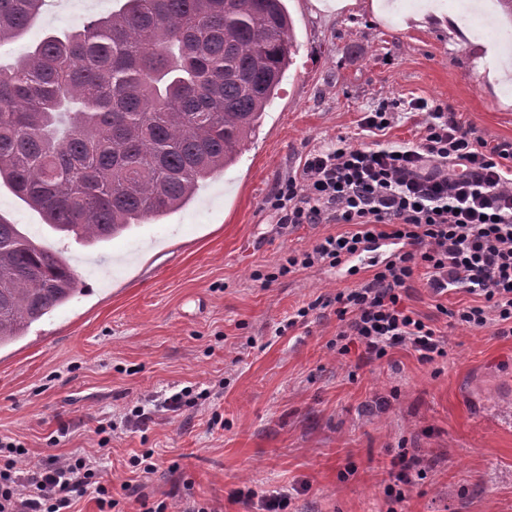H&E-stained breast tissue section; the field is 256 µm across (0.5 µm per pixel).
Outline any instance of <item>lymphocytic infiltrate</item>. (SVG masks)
I'll use <instances>...</instances> for the list:
<instances>
[{"label": "lymphocytic infiltrate", "instance_id": "obj_1", "mask_svg": "<svg viewBox=\"0 0 512 512\" xmlns=\"http://www.w3.org/2000/svg\"><path fill=\"white\" fill-rule=\"evenodd\" d=\"M409 108L423 115L418 140L338 138L310 150L267 199L279 223L343 227L309 249L289 252L279 267L283 274L339 267L377 239L403 243L391 260L334 298L337 353L347 354L355 343L370 362L398 346L429 363L447 357L444 332L407 305L420 277L433 295L473 296V304L457 309L438 305L450 324L512 335V144L488 143L452 109L427 99H411ZM27 453L23 444L0 439V512H68L89 493L98 512H112V486L101 481L98 462L54 458L23 478L15 465ZM426 475L420 457L399 450L387 469L388 497L403 502Z\"/></svg>", "mask_w": 512, "mask_h": 512}]
</instances>
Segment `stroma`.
<instances>
[{
	"mask_svg": "<svg viewBox=\"0 0 512 512\" xmlns=\"http://www.w3.org/2000/svg\"><path fill=\"white\" fill-rule=\"evenodd\" d=\"M367 0L338 13L286 0L298 51L239 161L207 179L185 208L133 225L97 248L49 231L38 212L0 184V215L50 250L64 252L81 289L26 337L0 349V436L28 450L20 475L50 457L102 462L113 485L125 463L153 449L156 472L112 512L158 502L180 512H260V495L283 489L284 512H387L383 462L398 449L428 468L402 512H512V336L447 326L434 296L415 281L409 307L444 329L447 358L419 360L398 347L366 362L359 347L336 352L329 299L357 285L332 268L279 277L288 252L336 233L333 224L284 227L266 204L305 154L356 137L367 110L423 97L458 112L488 142L512 143V106L481 72L471 39L512 44L498 0H451L449 28L393 30ZM122 0H48L38 20L0 46V62L119 9ZM310 306L306 325L286 328ZM210 399L172 413L164 397L184 387ZM136 405L150 421L124 429ZM223 424L211 427L212 415ZM119 428L100 446L99 424Z\"/></svg>",
	"mask_w": 512,
	"mask_h": 512,
	"instance_id": "stroma-1",
	"label": "stroma"
}]
</instances>
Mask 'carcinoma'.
Listing matches in <instances>:
<instances>
[{
    "label": "carcinoma",
    "mask_w": 512,
    "mask_h": 512,
    "mask_svg": "<svg viewBox=\"0 0 512 512\" xmlns=\"http://www.w3.org/2000/svg\"><path fill=\"white\" fill-rule=\"evenodd\" d=\"M45 0H0V46ZM285 0H123L0 64V182L89 244L187 206L256 135L293 62ZM75 271L0 218V348L72 300Z\"/></svg>",
    "instance_id": "carcinoma-1"
}]
</instances>
